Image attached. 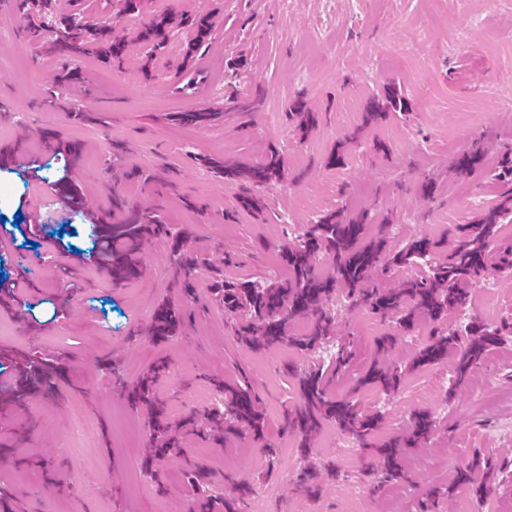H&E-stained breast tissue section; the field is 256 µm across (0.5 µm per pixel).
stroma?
<instances>
[{
  "label": "stroma",
  "instance_id": "stroma-1",
  "mask_svg": "<svg viewBox=\"0 0 512 512\" xmlns=\"http://www.w3.org/2000/svg\"><path fill=\"white\" fill-rule=\"evenodd\" d=\"M210 13L216 27L198 53L206 76L195 93L176 88L184 39L175 37L153 61V79L124 65L105 88L96 57L69 60L43 53L16 4L0 7V32L10 55L0 58V148L24 140L20 157L0 159V277H26L29 305L0 296V365L38 361L49 368L57 395L17 407L0 394V496L20 498L27 512H186L193 494L181 458L163 466L165 491L139 492L131 458H143L145 442L128 444L115 421L124 414L139 426L146 418L129 409L122 386L161 355L174 368L158 385L178 416L202 415L200 395L210 380L247 376L268 424L275 450L296 448L283 434V416L299 402L289 361L328 368L330 353L345 346L353 359L333 378L335 396L349 394L373 356L388 322L367 311L328 302L337 331L326 348L305 353H253L237 346L234 323L211 300L217 274L266 283L267 271L285 276L274 242L300 235L314 219L339 208L366 212L388 227L390 247L426 236L440 238L474 223L499 201L506 185L493 178L498 158L512 152V121L500 103L512 99V0H147L130 26L153 15ZM240 63L238 71L228 60ZM76 71L79 87L63 88L62 68ZM395 84L408 102L374 126H364V106L384 84ZM316 113L308 130L298 127L293 102ZM222 115L205 126L173 121L178 112L203 108ZM485 153L470 175L453 171L473 148ZM342 151L340 164L330 161ZM281 154L288 180L259 192L261 208L240 209L238 185L216 176L215 160L256 162ZM69 180H61L60 161ZM124 176L122 191L153 218L192 231L190 246L204 258L197 273L199 299L176 336L158 344L148 335L156 301L168 291L171 249L163 240L146 245L144 273L129 284L112 283L94 257L92 221L112 218L111 175ZM434 185L431 195L423 183ZM416 221L404 223L407 210ZM41 231H33V224ZM494 295L474 287L468 306L452 314L449 329L466 334L474 320H499L491 303L512 307V273L492 274ZM365 409L384 422L383 443L407 426L409 411L426 408L439 425L438 441L410 454L406 468L415 489L399 512H417V499L446 482L474 454L512 463V342L492 348L464 385L444 362L407 374L393 395L362 393ZM84 425L75 437L73 417ZM324 425L302 466L282 459L266 465L251 442L227 448L204 440L190 455L213 473L215 490L231 481L273 487L266 512H342L344 501L364 489L360 512H385L394 486L382 482L359 455L344 467ZM247 469H238L242 456ZM319 476L321 495L310 499L300 478ZM485 488L461 492L437 512H512V483L501 473L478 476Z\"/></svg>",
  "mask_w": 512,
  "mask_h": 512
}]
</instances>
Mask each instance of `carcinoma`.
Instances as JSON below:
<instances>
[{
  "label": "carcinoma",
  "instance_id": "carcinoma-1",
  "mask_svg": "<svg viewBox=\"0 0 512 512\" xmlns=\"http://www.w3.org/2000/svg\"><path fill=\"white\" fill-rule=\"evenodd\" d=\"M146 0H124L123 11L116 12L110 25L96 23L80 14L59 18L55 25L38 27L35 31L47 51L76 59L90 54L109 64H121L130 55L135 44L144 46L151 53L165 48L173 29V20L160 14L150 23L134 32L125 34L119 25L122 12L139 13ZM178 27L188 29L192 38L186 42L183 65L180 72L188 76L183 88L197 85L200 73L192 71L190 62L209 40L212 21L208 15H181ZM407 102L392 85L383 88V94L370 99L365 109V124H374L388 112H403ZM213 112H184L177 116L182 124L203 125L213 119ZM484 163L480 150L462 153L455 162L460 174H470ZM224 179L240 184L241 206L249 208L253 192L276 180L288 179V169L276 155L257 163L224 161L218 163ZM112 208L124 214V218L104 225L112 238L122 243V248L112 255V265L107 272L115 281L133 279L141 273L139 252L153 238L168 237L170 231L163 224L154 223L140 206L120 191L112 193ZM512 211V195L499 206L488 211L481 223L456 229L444 258L433 262L426 275L405 278L395 287L384 284L370 285L379 264L388 271L410 268L425 257L436 253L440 242L421 238L408 246L383 256L386 237L374 233L366 224L364 214L350 215L336 211L320 217L308 225L305 232L280 242L277 251L287 275L269 285L240 282L224 278L214 284V294L224 304V313L242 316L237 323V340L245 348L254 351L277 350L282 347L298 352L314 349L332 333L334 319L325 303L340 292L349 306L368 310L391 324V331L376 343L375 357L364 374L358 379L355 390L380 388L390 393L399 389L404 368L388 362L389 353L401 337L419 328L423 323L433 326L432 337L412 359L409 368L414 369L453 358L457 383L467 381L474 368L484 359L487 351L512 337V319L503 318L491 328L477 320L468 329L467 337L448 331L444 321L448 314L465 307L471 297L474 282L490 269L512 270V249L498 253L492 244L498 237L502 216ZM183 232H175V244L171 264L175 273L178 300H167L155 310L151 335L164 341L175 335L183 319V311L195 295L194 276L198 258L180 246ZM331 265L332 272L322 275L317 271V261ZM304 320L308 328L298 332L295 325ZM167 363L159 361L151 372L126 383L123 396L133 407L146 410L151 419L148 462L160 465L166 459L182 452L184 438L197 434L195 422L174 425L169 421L164 404L156 397L155 385L166 371ZM288 370L298 379L301 401L295 410L288 412L284 428L292 433L299 447H310L313 435L325 423L362 441H369L382 422L379 413H366L355 395L336 397L330 389V381L323 374L305 369ZM224 392V411L211 417L210 431L213 440L222 445L246 436L263 453L266 447V421L256 399L239 385H220ZM436 432L434 418L425 411L412 415L410 428L380 444L370 458L368 467L381 473L386 480H409L404 467L407 453L429 441ZM497 464L490 457L475 459L458 469L448 483L429 491L432 510L436 502L457 493L475 482L478 471L491 474ZM190 478L201 487L199 495L188 505V512H236L234 501L208 494L204 489L208 474L205 470L190 467Z\"/></svg>",
  "mask_w": 512,
  "mask_h": 512
}]
</instances>
